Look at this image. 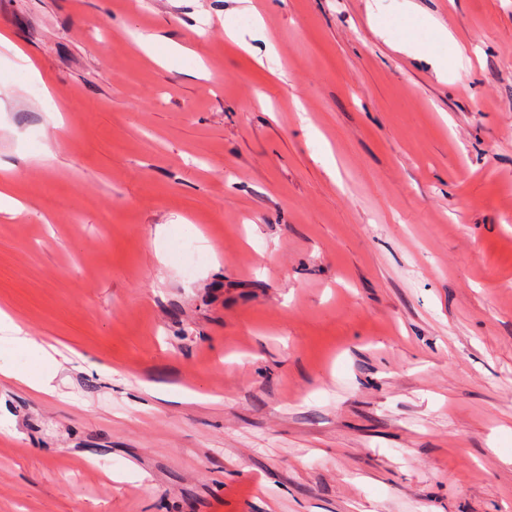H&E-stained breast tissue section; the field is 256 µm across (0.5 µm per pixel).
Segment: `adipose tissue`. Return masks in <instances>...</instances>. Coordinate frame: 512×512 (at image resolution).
Returning a JSON list of instances; mask_svg holds the SVG:
<instances>
[{"label": "adipose tissue", "instance_id": "1", "mask_svg": "<svg viewBox=\"0 0 512 512\" xmlns=\"http://www.w3.org/2000/svg\"><path fill=\"white\" fill-rule=\"evenodd\" d=\"M453 39L452 34L439 22H432L426 34H419L414 29H407L404 35L393 41L392 46L397 51L408 55L429 59L437 75H445L449 66H462V56L447 57L443 49ZM24 353L32 356L39 368L34 372L13 369L10 362L0 363V377L18 382L27 388L42 392H54L53 382L57 377L61 364L42 345L35 336L15 322V320L0 308V351Z\"/></svg>", "mask_w": 512, "mask_h": 512}]
</instances>
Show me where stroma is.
Instances as JSON below:
<instances>
[{"mask_svg":"<svg viewBox=\"0 0 512 512\" xmlns=\"http://www.w3.org/2000/svg\"><path fill=\"white\" fill-rule=\"evenodd\" d=\"M252 2L0 0V512H512V0ZM448 42L456 45L452 34L436 20L430 24L425 38L413 28H408L401 38L391 41L393 48L399 52L429 59L440 77L448 75V53H443V48L448 46ZM0 334V359H6L2 356V350H6L28 354L39 365L36 372H25L13 369L9 361H3L0 363V377L18 382L37 392H54L56 387L52 382L57 377L62 364L36 340L35 336L15 322L2 308H0Z\"/></svg>","mask_w":512,"mask_h":512,"instance_id":"stroma-1","label":"stroma"}]
</instances>
